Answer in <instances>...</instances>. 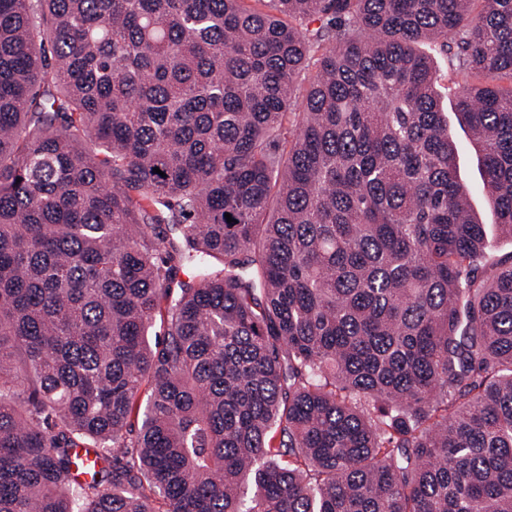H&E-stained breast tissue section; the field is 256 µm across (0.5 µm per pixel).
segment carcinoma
<instances>
[{"label":"carcinoma","mask_w":512,"mask_h":512,"mask_svg":"<svg viewBox=\"0 0 512 512\" xmlns=\"http://www.w3.org/2000/svg\"><path fill=\"white\" fill-rule=\"evenodd\" d=\"M257 2L0 0V512H512V0ZM438 74L440 75L439 83L442 87V104L448 109V124L453 127L458 175L460 179L469 187L471 194V204L473 210L479 213L483 224H486L488 240L490 242V253L493 257H500L512 252V241L499 238L494 230L496 216L488 206L486 197L482 190L483 176L475 152L474 144L469 136L466 128H460L454 116V103L459 89L457 83L460 77L457 72L448 64V59L436 56L434 59ZM448 87H452V91L448 93Z\"/></svg>","instance_id":"obj_1"}]
</instances>
